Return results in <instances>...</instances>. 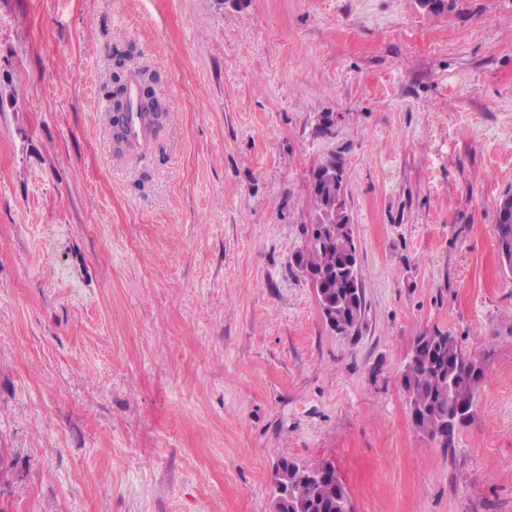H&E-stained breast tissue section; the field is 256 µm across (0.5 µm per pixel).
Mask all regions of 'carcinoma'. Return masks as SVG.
<instances>
[{
	"instance_id": "cac0c4a2",
	"label": "carcinoma",
	"mask_w": 512,
	"mask_h": 512,
	"mask_svg": "<svg viewBox=\"0 0 512 512\" xmlns=\"http://www.w3.org/2000/svg\"><path fill=\"white\" fill-rule=\"evenodd\" d=\"M127 72L125 80L118 72L113 76L114 84L117 85L113 95L121 96L123 106L122 116L113 122L116 127L113 138L120 153L136 147L146 150L155 145L167 114L164 103L155 95L149 99L142 96L135 101L131 99V88H138L147 82L148 69L130 67ZM132 112L140 113L146 120V135L139 142L132 141L128 136V120ZM310 176L315 224L341 225L343 212L334 214L328 208L331 183L327 178H333L337 187H342V168L336 165V160H326L315 165ZM496 227L502 262L512 270V194L509 192L499 202ZM346 249L348 240L338 235L320 245L315 243L309 250L297 252L296 256L300 265L314 272L320 279L323 297L336 304V315L348 320L356 329L365 313L363 287H358L354 302H346L344 296L348 284L336 274ZM414 344L422 348V354L419 359L407 363L402 375V386L411 404L420 402L425 406V412L419 415L414 426L444 450L451 452L454 450L457 431L473 415L478 384L472 378V373L479 360L464 352L454 336L441 331L423 332L415 337ZM322 467L321 461L299 463L285 457L278 461L275 470L281 473L290 469L309 472ZM340 490L344 491L346 487L334 481L319 485L285 484L281 487V498L289 497L300 502L304 505L301 512H336L333 503L336 492Z\"/></svg>"
}]
</instances>
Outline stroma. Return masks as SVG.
I'll return each mask as SVG.
<instances>
[{
	"mask_svg": "<svg viewBox=\"0 0 512 512\" xmlns=\"http://www.w3.org/2000/svg\"><path fill=\"white\" fill-rule=\"evenodd\" d=\"M0 0V512H270L284 457L355 512H512V0ZM159 76L120 156L112 65ZM343 169L365 316L294 265ZM482 361L448 452L415 336ZM331 175L330 182L326 179ZM311 176V202L314 208L315 222L311 225L336 224V227L344 224L345 220H350L348 213L343 215V211H336V220L333 219L332 211L328 208L330 186L333 180L336 181L337 189L342 187L343 171L341 166L336 165V160H326L315 165L310 172ZM496 227L502 262L512 271V194L509 192L499 202ZM324 461H313L310 463H299L293 459L281 458L275 466V470L281 474L288 472V469H293L299 472L317 471L322 469ZM333 474L332 469L325 465L323 469L317 473H300L296 480L308 481V482H320L331 477Z\"/></svg>",
	"mask_w": 512,
	"mask_h": 512,
	"instance_id": "stroma-1",
	"label": "stroma"
}]
</instances>
